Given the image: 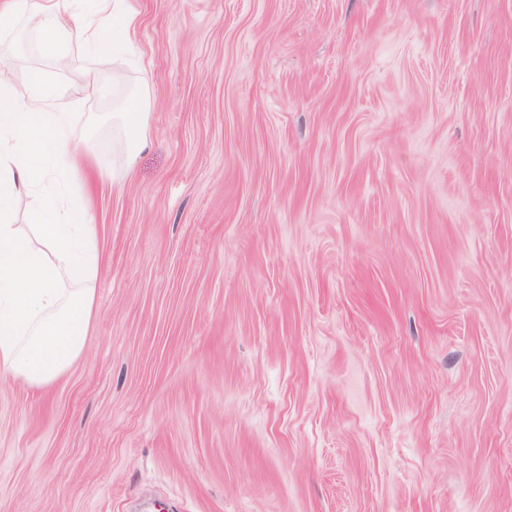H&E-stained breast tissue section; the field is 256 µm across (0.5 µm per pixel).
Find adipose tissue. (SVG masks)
<instances>
[{
    "instance_id": "obj_1",
    "label": "adipose tissue",
    "mask_w": 512,
    "mask_h": 512,
    "mask_svg": "<svg viewBox=\"0 0 512 512\" xmlns=\"http://www.w3.org/2000/svg\"><path fill=\"white\" fill-rule=\"evenodd\" d=\"M28 20L40 53L65 66L62 46L78 43L87 58L134 28L122 0H0V24ZM17 93L0 70V374L47 389L81 359L96 312L93 282L101 255L83 195L72 183L81 150L70 136L72 115L53 109L60 93L41 68L24 74ZM146 96L113 113L117 147L132 166L147 147ZM41 199L33 234L13 224L19 199Z\"/></svg>"
}]
</instances>
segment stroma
<instances>
[{"mask_svg":"<svg viewBox=\"0 0 512 512\" xmlns=\"http://www.w3.org/2000/svg\"><path fill=\"white\" fill-rule=\"evenodd\" d=\"M125 4L71 130L94 326L0 377V512H512V0ZM148 110L149 102L145 95H132L125 103L126 112L112 113L113 125L120 132L116 144L128 169L147 147V140L141 131L150 114Z\"/></svg>","mask_w":512,"mask_h":512,"instance_id":"1","label":"stroma"}]
</instances>
